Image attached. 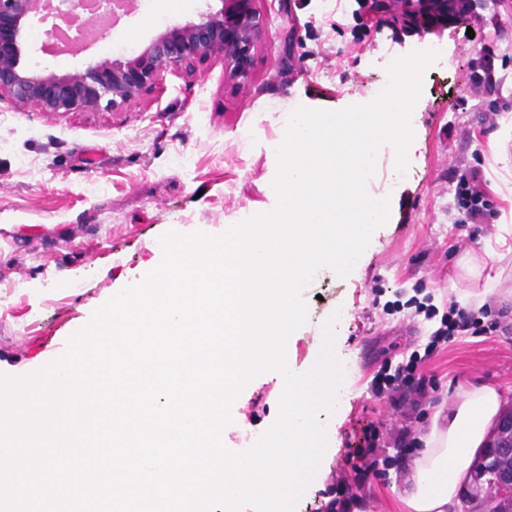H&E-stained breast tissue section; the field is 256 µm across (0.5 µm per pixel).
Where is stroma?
I'll return each instance as SVG.
<instances>
[{
  "instance_id": "obj_1",
  "label": "stroma",
  "mask_w": 512,
  "mask_h": 512,
  "mask_svg": "<svg viewBox=\"0 0 512 512\" xmlns=\"http://www.w3.org/2000/svg\"><path fill=\"white\" fill-rule=\"evenodd\" d=\"M267 20L254 54L253 81L240 91L213 59L166 75L140 100L115 111L50 115L37 107L0 102V375L25 377L62 356L77 329L133 277L158 266L167 232L219 235L255 211L278 202L273 182L278 160L267 135L280 133L289 112L305 106L339 111L375 99L386 70L376 57L408 56L416 34L367 25L357 0H256ZM132 28L139 45L160 31L136 9L91 50L36 59L65 73L93 60L121 57L115 45ZM444 63L431 64L411 114L418 149L405 173L389 150L376 157L369 193L393 197L380 226L352 271L328 268L313 276L303 297L307 320L288 341V364L307 372L320 354L322 327L336 310V354L351 372L333 411L318 422L333 433L322 475L296 512H329V487L352 474L362 448L379 433L383 455H396L393 431L400 410L371 390L385 362L423 350L440 325L417 309L431 298L439 313L462 301L458 278L464 252L496 250L493 273L512 289V237L499 243V227L512 225V0H479L474 13L450 21L437 37ZM493 54L496 98L478 92L473 78ZM480 172L497 211L473 224L458 223L455 188L460 175ZM504 312L506 326L443 345L419 366L436 382L418 422L451 404L476 382L512 395V299L487 295L464 301ZM281 379L266 371L253 378L231 410L224 445L240 452L239 437L266 432L278 418ZM409 466L396 463L363 491L361 512H405Z\"/></svg>"
}]
</instances>
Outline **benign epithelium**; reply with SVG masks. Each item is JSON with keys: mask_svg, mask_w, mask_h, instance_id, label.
Segmentation results:
<instances>
[{"mask_svg": "<svg viewBox=\"0 0 512 512\" xmlns=\"http://www.w3.org/2000/svg\"><path fill=\"white\" fill-rule=\"evenodd\" d=\"M0 0V100L34 105L42 112H103L140 99L169 73L190 70L212 59L224 61V79L239 87L252 83L251 62L265 32L255 0L206 2L197 19L157 34L137 55L124 61L102 59L59 75L27 58L35 23L49 17H78L84 0ZM373 24L396 23L424 34L448 27L452 0H360Z\"/></svg>", "mask_w": 512, "mask_h": 512, "instance_id": "benign-epithelium-1", "label": "benign epithelium"}]
</instances>
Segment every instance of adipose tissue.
Instances as JSON below:
<instances>
[{
    "label": "adipose tissue",
    "mask_w": 512,
    "mask_h": 512,
    "mask_svg": "<svg viewBox=\"0 0 512 512\" xmlns=\"http://www.w3.org/2000/svg\"><path fill=\"white\" fill-rule=\"evenodd\" d=\"M506 398L496 386L467 388L447 411L436 412L414 458L404 503L409 512H455L474 469L477 451L488 443Z\"/></svg>",
    "instance_id": "obj_1"
}]
</instances>
